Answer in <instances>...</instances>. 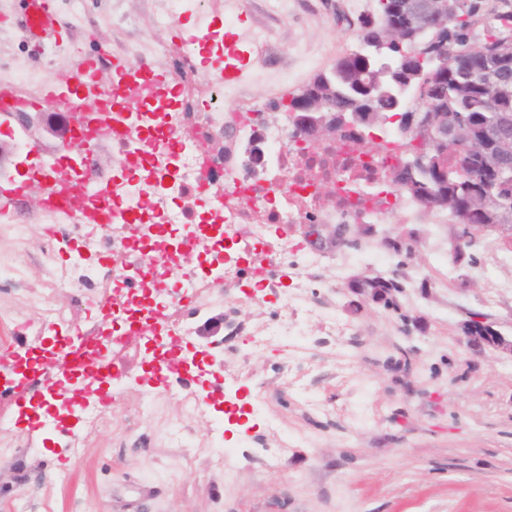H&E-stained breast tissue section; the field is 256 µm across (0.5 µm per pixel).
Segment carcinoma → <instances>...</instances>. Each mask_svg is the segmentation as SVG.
<instances>
[{"label": "carcinoma", "mask_w": 512, "mask_h": 512, "mask_svg": "<svg viewBox=\"0 0 512 512\" xmlns=\"http://www.w3.org/2000/svg\"><path fill=\"white\" fill-rule=\"evenodd\" d=\"M378 20L361 27L362 50L342 59L336 70L319 74L308 84L305 97L331 103L339 133L364 139L370 124L355 130L342 129L352 113L372 114L373 122H386L404 115L401 104L386 92L385 85L398 86L397 92L415 94L417 71L422 63L420 40L404 43L405 54L397 55L394 71L380 75L374 47L385 37L388 26L409 34L415 29L413 0H378ZM432 50L457 55L453 67L441 73L428 92L427 103L448 117V123L464 124V139L471 150L464 154L448 152L447 172L435 175L408 167L409 136L399 142L404 148L403 164L396 181L418 203L430 201L436 208L455 212L468 207L472 223L492 224L499 204L512 201V186L500 187L492 181L488 167L500 156L502 140L512 141V0H448V10L439 13V25L432 30ZM359 287L381 293L384 305L392 302L399 282L379 279L362 281Z\"/></svg>", "instance_id": "1"}]
</instances>
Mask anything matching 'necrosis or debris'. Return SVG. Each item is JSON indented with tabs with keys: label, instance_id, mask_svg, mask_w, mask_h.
<instances>
[{
	"label": "necrosis or debris",
	"instance_id": "4bbe7bcc",
	"mask_svg": "<svg viewBox=\"0 0 512 512\" xmlns=\"http://www.w3.org/2000/svg\"><path fill=\"white\" fill-rule=\"evenodd\" d=\"M185 12L199 27H210L207 0H164L150 41L153 54H166L165 34ZM195 56V46H186L172 61L165 90L133 98L129 112L113 113L119 133L111 145L122 158L121 172L109 179L111 194L95 199L107 225L76 224L58 210L42 214L52 234L77 237L80 244L64 260L52 246L41 253L39 264L50 275L41 324L70 322L56 303L57 288L87 289L88 305H108L129 332L151 336L155 366L180 360L191 331L179 316L209 281L245 274L260 289L268 286L272 267L300 268L289 225L375 224L400 207L406 222L415 219L412 200L394 180L403 158L391 143L379 149L342 136L303 149L277 129L266 134V171L252 169L244 157L225 166L212 155L209 138L224 130L225 103H240L242 94L200 72ZM195 83L207 93L200 109L191 92ZM159 139L166 143L161 151ZM324 196L332 207L321 204ZM205 240L212 247L203 255L198 246ZM103 250L119 256L120 264L105 271L89 263L88 254Z\"/></svg>",
	"mask_w": 512,
	"mask_h": 512
}]
</instances>
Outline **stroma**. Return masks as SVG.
<instances>
[{
  "label": "stroma",
  "mask_w": 512,
  "mask_h": 512,
  "mask_svg": "<svg viewBox=\"0 0 512 512\" xmlns=\"http://www.w3.org/2000/svg\"><path fill=\"white\" fill-rule=\"evenodd\" d=\"M50 3L65 41L38 51L17 26L22 0H0V88L31 72L51 79L95 53L105 59L99 78L111 81L110 59L150 40L159 10L157 0H81L92 24L79 28L69 0ZM376 13V0L359 11L350 0H247L238 28L264 41L241 44L246 98L266 109L299 93L353 53L361 20ZM18 88L38 102L31 143L59 149L45 125L66 108L42 103L41 83ZM12 129L0 122V186L24 184L7 208L25 236L1 235L0 259L28 266L29 279L0 288V381L53 345L49 330L25 327L40 317L46 276L33 259L49 238L37 219L41 186L28 177L38 159L17 151ZM459 248L471 264H456ZM321 256L254 301L236 288L220 301L193 298L190 328L219 313L231 323L211 351L222 384L190 420L182 401L200 378L183 370L157 385L140 341L112 393L87 406L106 409L105 423L83 419L61 433L0 401L17 422L0 435V512H512V355L469 348L465 328L477 315L512 340V245L483 226L459 237L427 210L418 224L391 213L377 226L351 225L347 242ZM374 277L403 283L395 307L357 288ZM280 320L288 336L257 340ZM220 398L240 409L237 424L214 407ZM178 423L230 449L231 465L179 447L170 436Z\"/></svg>",
  "instance_id": "1"
}]
</instances>
